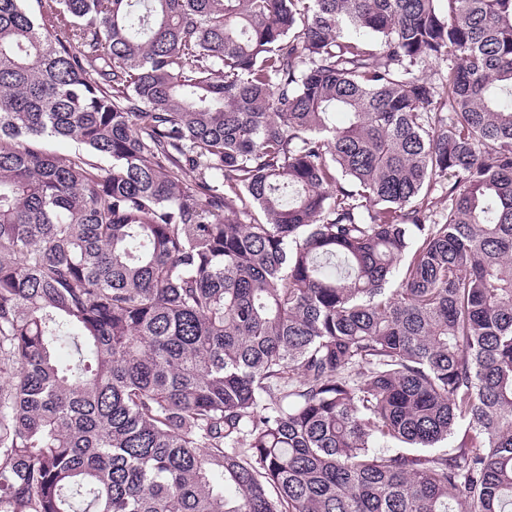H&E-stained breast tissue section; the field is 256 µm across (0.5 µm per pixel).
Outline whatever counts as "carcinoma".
I'll return each mask as SVG.
<instances>
[{
	"label": "carcinoma",
	"instance_id": "1",
	"mask_svg": "<svg viewBox=\"0 0 512 512\" xmlns=\"http://www.w3.org/2000/svg\"><path fill=\"white\" fill-rule=\"evenodd\" d=\"M4 375L0 512H512V0H0Z\"/></svg>",
	"mask_w": 512,
	"mask_h": 512
}]
</instances>
